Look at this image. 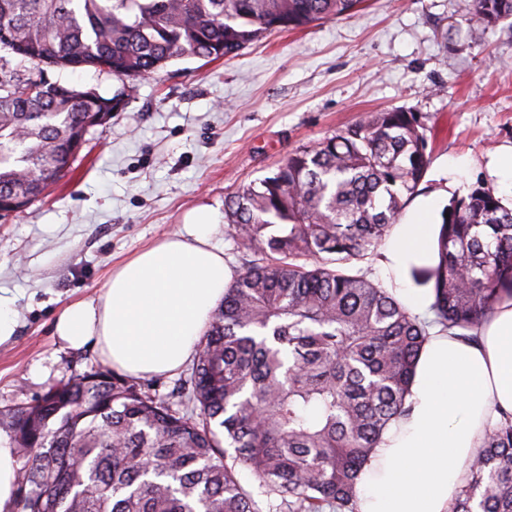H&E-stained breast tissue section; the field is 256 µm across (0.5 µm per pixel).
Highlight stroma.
<instances>
[{
	"instance_id": "35a3bbf8",
	"label": "stroma",
	"mask_w": 512,
	"mask_h": 512,
	"mask_svg": "<svg viewBox=\"0 0 512 512\" xmlns=\"http://www.w3.org/2000/svg\"><path fill=\"white\" fill-rule=\"evenodd\" d=\"M467 4L368 0L233 58L178 59L141 78L48 70L119 105L89 130L66 177L0 219V297L16 321L0 344V410L103 368L93 345L71 349L57 338V316L97 298L112 269L183 232L196 209L213 210L210 243L240 271L245 254L224 222L225 196L366 112L422 116L430 164L419 197L442 209L480 183L511 207L512 186L490 162L512 148V28L471 44Z\"/></svg>"
}]
</instances>
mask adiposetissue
I'll return each mask as SVG.
<instances>
[{"mask_svg":"<svg viewBox=\"0 0 512 512\" xmlns=\"http://www.w3.org/2000/svg\"><path fill=\"white\" fill-rule=\"evenodd\" d=\"M211 213H196L186 235L139 252L113 270L97 300L69 304L55 322L68 346L91 343L133 378L168 375L191 361L200 336L234 278L210 246ZM440 227L415 217L394 225L377 267L388 290L423 315L432 289L412 271L435 264ZM512 414V297L467 342L435 327L421 351L405 413L383 432L357 485L358 512H448L466 480L465 464L487 429Z\"/></svg>","mask_w":512,"mask_h":512,"instance_id":"adipose-tissue-1","label":"adipose tissue"}]
</instances>
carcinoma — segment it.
<instances>
[{
  "label": "carcinoma",
  "mask_w": 512,
  "mask_h": 512,
  "mask_svg": "<svg viewBox=\"0 0 512 512\" xmlns=\"http://www.w3.org/2000/svg\"><path fill=\"white\" fill-rule=\"evenodd\" d=\"M364 0H0V48L36 67L147 76L166 63L237 54L273 32L356 11ZM512 18V0H472L469 38ZM116 98L0 64V210L62 180ZM429 167L412 112H370L289 153L224 197L251 259L201 336L177 400L94 370L35 403L0 410L16 448L15 512H357V480L404 412L433 326L466 341L512 296V209L482 184L452 201L433 318L368 270ZM250 470L265 502L236 476ZM449 512H512V415L486 433Z\"/></svg>",
  "instance_id": "carcinoma-1"
}]
</instances>
